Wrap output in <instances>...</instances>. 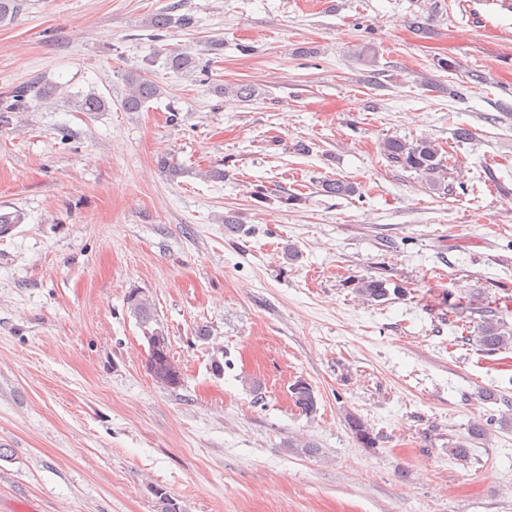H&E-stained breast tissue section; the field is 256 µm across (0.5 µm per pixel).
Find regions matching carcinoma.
I'll return each mask as SVG.
<instances>
[{
  "label": "carcinoma",
  "instance_id": "cac0c4a2",
  "mask_svg": "<svg viewBox=\"0 0 512 512\" xmlns=\"http://www.w3.org/2000/svg\"><path fill=\"white\" fill-rule=\"evenodd\" d=\"M195 25L194 17L188 14L174 16L169 11H162L152 16L148 27L163 31L171 27L189 29ZM168 69L179 74H192L197 68L195 57L175 49L166 56ZM128 89L121 105L127 112H139L145 105L162 94V87L155 81L142 75H131L127 80ZM224 93L237 98L240 102H251L257 96L256 88L249 83H242L224 89ZM59 94V86L44 83L38 87L23 84L8 93L0 101V112H21L35 102H48ZM80 112H106L109 101L102 95L90 92L77 101ZM381 154L393 166H399L418 173L432 186L446 188L447 168L440 157L438 148L427 139L409 143L391 138L381 145ZM319 191L331 197H349L357 192V187L346 180L333 178L321 181ZM356 293L366 302H379L390 294L403 292V287L392 284V280L379 277H363L353 281ZM127 308L140 322L146 324L153 320L154 311L151 301L144 294L132 293L127 297ZM482 321L477 329L476 344L485 353H494L512 345V331L504 329V324L493 318L491 310H481ZM148 353L146 368L148 372L164 386L175 389L181 385L182 372L170 354L167 337L163 331L155 330L147 337ZM297 388L291 390L295 406L305 413L316 410L317 400L313 388L306 382H295ZM347 424L352 435L363 446L370 448L376 444V437L359 418L352 416ZM153 494L160 506V512H180V507L161 486L153 488Z\"/></svg>",
  "mask_w": 512,
  "mask_h": 512
}]
</instances>
